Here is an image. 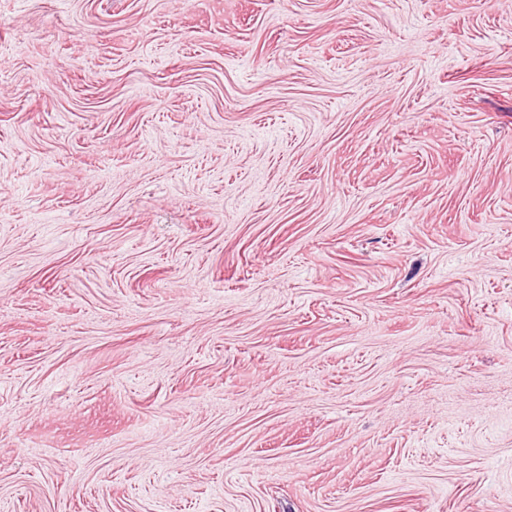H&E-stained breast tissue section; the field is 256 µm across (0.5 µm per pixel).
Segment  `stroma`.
Instances as JSON below:
<instances>
[{
  "label": "stroma",
  "mask_w": 512,
  "mask_h": 512,
  "mask_svg": "<svg viewBox=\"0 0 512 512\" xmlns=\"http://www.w3.org/2000/svg\"><path fill=\"white\" fill-rule=\"evenodd\" d=\"M0 512H512V0H0Z\"/></svg>",
  "instance_id": "1"
}]
</instances>
